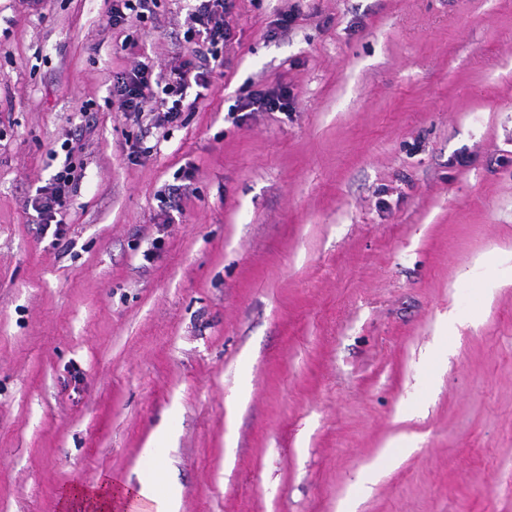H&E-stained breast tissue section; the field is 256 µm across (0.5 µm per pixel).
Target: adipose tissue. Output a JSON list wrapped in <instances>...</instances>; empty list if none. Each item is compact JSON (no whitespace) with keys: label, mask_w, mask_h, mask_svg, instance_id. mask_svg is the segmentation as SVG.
Instances as JSON below:
<instances>
[{"label":"adipose tissue","mask_w":512,"mask_h":512,"mask_svg":"<svg viewBox=\"0 0 512 512\" xmlns=\"http://www.w3.org/2000/svg\"><path fill=\"white\" fill-rule=\"evenodd\" d=\"M160 471L149 467L139 487L112 482L103 477L91 486H76L61 499L63 512H116L127 507L131 512H177L174 497H159L157 482Z\"/></svg>","instance_id":"adipose-tissue-1"}]
</instances>
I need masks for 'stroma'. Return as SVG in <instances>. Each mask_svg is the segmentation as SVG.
<instances>
[{"label":"stroma","mask_w":512,"mask_h":512,"mask_svg":"<svg viewBox=\"0 0 512 512\" xmlns=\"http://www.w3.org/2000/svg\"><path fill=\"white\" fill-rule=\"evenodd\" d=\"M185 6L125 31L0 0V512L156 461L178 512H512V0H234L209 90L134 165L108 87L178 56ZM253 82L292 111L229 118ZM91 105L89 101L86 102L81 109V122L73 130L66 132V138L61 144L65 155L62 166L51 176L47 185L39 187L35 196L27 200L28 208L31 207L36 213L33 217L36 218L35 224H39L42 235H46L52 226V237L56 239L66 232L67 224L63 219V212L81 176L74 161L75 155L83 153L86 136L96 127Z\"/></svg>","instance_id":"stroma-1"}]
</instances>
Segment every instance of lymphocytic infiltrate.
<instances>
[{
	"label": "lymphocytic infiltrate",
	"mask_w": 512,
	"mask_h": 512,
	"mask_svg": "<svg viewBox=\"0 0 512 512\" xmlns=\"http://www.w3.org/2000/svg\"><path fill=\"white\" fill-rule=\"evenodd\" d=\"M232 8V0H197L185 18L183 39L188 50L174 65L157 72L147 63L138 61L113 80L112 105L127 121L137 125L141 134L140 141L130 146L131 164H143L151 153L150 147L142 145L143 137L177 122L192 89L208 88L213 69L223 63L224 52L233 41L228 21ZM291 105L287 86L279 84L270 88L254 83L238 98L234 109L238 112H287ZM81 113V122L67 131L61 145L65 155L62 166L27 202L35 213L40 233L49 232L56 238L66 232L62 214L79 179L75 157L83 153L86 137L95 128L90 106H83Z\"/></svg>",
	"instance_id": "lymphocytic-infiltrate-1"
}]
</instances>
